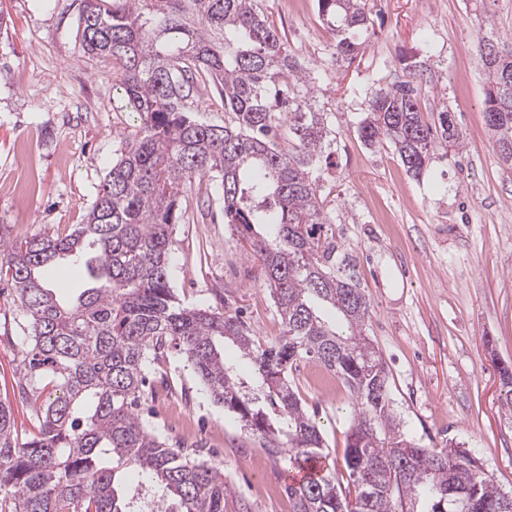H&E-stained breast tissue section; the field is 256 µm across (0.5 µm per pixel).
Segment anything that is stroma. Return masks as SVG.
<instances>
[{
	"label": "stroma",
	"instance_id": "1",
	"mask_svg": "<svg viewBox=\"0 0 512 512\" xmlns=\"http://www.w3.org/2000/svg\"><path fill=\"white\" fill-rule=\"evenodd\" d=\"M81 0H0V224L12 237L70 233L85 223L106 173L137 120L120 74L85 54ZM289 52L319 75L316 105L332 145L318 174L336 239L355 259L367 295L364 334L386 363L404 432L434 448L475 457L512 492V410L498 366L512 360V166L488 133L486 82L477 55L492 32L512 49V0H492L479 25L468 0H367L373 33L352 65L331 56L333 32L317 0H259ZM430 59L441 92L422 90L432 116L455 113L459 149L437 152L420 178L389 146L369 147L357 126L371 94ZM221 180L185 186L173 232L170 285L182 303L239 317L251 335L279 336L281 320L249 245L225 224ZM20 347L0 342V401L19 435L34 434L33 408L18 395ZM172 388H155L141 410L168 446L201 449L221 469L224 512H292L291 468L267 442L216 404L183 355L171 353ZM290 378L342 460L351 395L333 372L304 361Z\"/></svg>",
	"mask_w": 512,
	"mask_h": 512
}]
</instances>
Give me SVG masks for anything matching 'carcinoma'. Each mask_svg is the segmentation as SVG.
Here are the masks:
<instances>
[{
  "mask_svg": "<svg viewBox=\"0 0 512 512\" xmlns=\"http://www.w3.org/2000/svg\"><path fill=\"white\" fill-rule=\"evenodd\" d=\"M317 7L336 34L332 58L353 62L354 34L368 29L366 0ZM80 29L85 53L120 66L137 125L86 223L16 240L0 231V277L26 315L18 394L38 422L37 434L19 437L0 401V512H142L123 482L128 469L161 492L160 512H224L220 469L168 447L140 415L146 381L168 382L173 350L216 403L267 438L269 453L297 469L319 464L286 486L293 512H504L503 491L476 458L402 430L382 356L363 334L370 303L313 177L331 134L312 104L317 77L288 53L257 0H84ZM481 62L486 124L507 163L512 51ZM410 70V80L372 94L359 135L369 147L392 145L418 178L463 135L446 106L424 121L420 87L436 73L425 61ZM198 85L224 101V124L190 115ZM211 173L221 178L224 223L248 241L281 318L271 342L255 340L235 315L181 305L170 287L180 193ZM65 259L88 283L62 302L40 272ZM227 340L253 376L224 359ZM302 360L334 372L351 394L347 487L324 451L322 424L290 383ZM499 373L512 407V362Z\"/></svg>",
  "mask_w": 512,
  "mask_h": 512,
  "instance_id": "carcinoma-1",
  "label": "carcinoma"
}]
</instances>
